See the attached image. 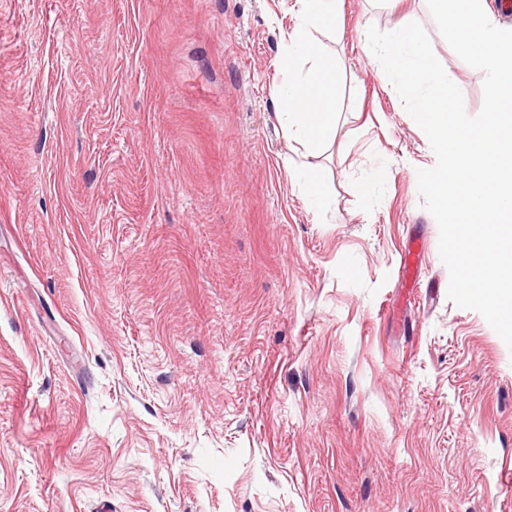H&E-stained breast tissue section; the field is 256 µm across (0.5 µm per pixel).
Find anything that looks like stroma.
Listing matches in <instances>:
<instances>
[{
	"label": "stroma",
	"instance_id": "obj_1",
	"mask_svg": "<svg viewBox=\"0 0 512 512\" xmlns=\"http://www.w3.org/2000/svg\"><path fill=\"white\" fill-rule=\"evenodd\" d=\"M343 2L311 153L296 0H0V512H512V348L446 295L366 31L419 22L468 115L484 74L426 0ZM299 23L285 56L288 79L278 90L280 122L309 149L316 150L336 139V65L319 55L312 31L335 24L340 0H298ZM299 63L311 66L304 78L294 76ZM293 179L298 185L299 191L307 198L311 206L320 204L323 197L324 182L317 171L312 169L296 170Z\"/></svg>",
	"mask_w": 512,
	"mask_h": 512
}]
</instances>
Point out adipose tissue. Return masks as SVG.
<instances>
[{
  "mask_svg": "<svg viewBox=\"0 0 512 512\" xmlns=\"http://www.w3.org/2000/svg\"><path fill=\"white\" fill-rule=\"evenodd\" d=\"M299 23L289 37L285 65L292 75L278 90L280 122L289 133L315 150L337 136L336 66L319 55L314 29L336 21L341 0H298ZM308 64L305 77H294L298 64Z\"/></svg>",
  "mask_w": 512,
  "mask_h": 512,
  "instance_id": "adipose-tissue-1",
  "label": "adipose tissue"
}]
</instances>
